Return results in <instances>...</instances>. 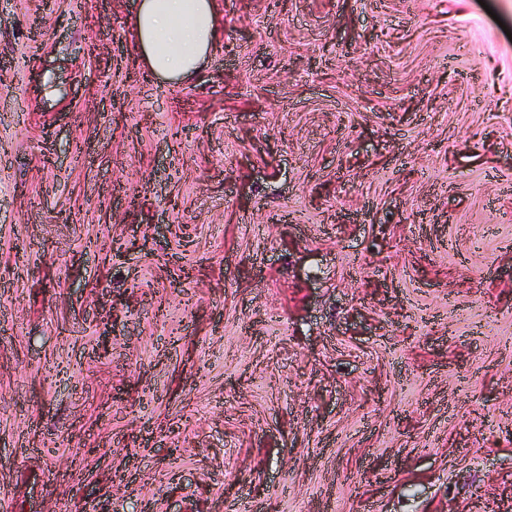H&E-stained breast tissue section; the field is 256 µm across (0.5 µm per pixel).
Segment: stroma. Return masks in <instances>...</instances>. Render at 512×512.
Instances as JSON below:
<instances>
[{"mask_svg": "<svg viewBox=\"0 0 512 512\" xmlns=\"http://www.w3.org/2000/svg\"><path fill=\"white\" fill-rule=\"evenodd\" d=\"M0 0V512H512V0ZM137 57L151 75L186 79L201 68L216 37L214 0H141L129 17Z\"/></svg>", "mask_w": 512, "mask_h": 512, "instance_id": "35a3bbf8", "label": "stroma"}]
</instances>
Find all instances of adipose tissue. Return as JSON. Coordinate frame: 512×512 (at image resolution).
<instances>
[{"label": "adipose tissue", "instance_id": "1", "mask_svg": "<svg viewBox=\"0 0 512 512\" xmlns=\"http://www.w3.org/2000/svg\"><path fill=\"white\" fill-rule=\"evenodd\" d=\"M128 23L150 74L186 79L201 68L216 37L214 0H141Z\"/></svg>", "mask_w": 512, "mask_h": 512}]
</instances>
